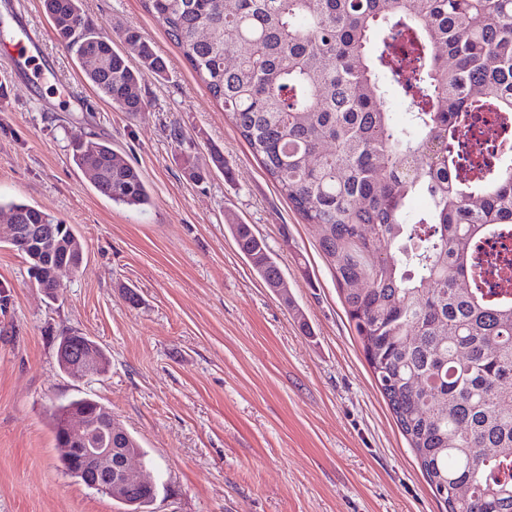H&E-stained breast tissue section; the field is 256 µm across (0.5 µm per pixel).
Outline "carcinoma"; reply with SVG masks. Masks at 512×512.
Listing matches in <instances>:
<instances>
[{
    "label": "carcinoma",
    "instance_id": "1",
    "mask_svg": "<svg viewBox=\"0 0 512 512\" xmlns=\"http://www.w3.org/2000/svg\"><path fill=\"white\" fill-rule=\"evenodd\" d=\"M219 102L294 210L319 232L377 387L444 512H512V294L478 282L481 240L512 226V171L459 180L457 140L470 113H512V0H142ZM59 43L101 66L84 81L124 112H143L139 80L164 61L135 28L117 32L129 55L82 7L43 0ZM391 36L375 42L379 27ZM397 37L417 47L400 77L410 125L398 127L380 80ZM453 65H448V59ZM333 145L330 151L325 145ZM72 162L115 204L141 210L151 195L139 171L104 139L72 148ZM427 200L409 217L410 202ZM14 224L56 225L61 244H14L29 271H80L72 227L24 202L3 203ZM239 251L268 288L281 270L249 224H232ZM374 281L358 288L359 281ZM101 434L110 411L90 397L53 407L60 461L75 460L67 417ZM156 485L126 500L132 512Z\"/></svg>",
    "mask_w": 512,
    "mask_h": 512
}]
</instances>
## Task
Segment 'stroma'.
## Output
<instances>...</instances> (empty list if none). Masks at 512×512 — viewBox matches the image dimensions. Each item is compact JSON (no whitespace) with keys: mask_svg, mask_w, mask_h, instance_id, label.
<instances>
[{"mask_svg":"<svg viewBox=\"0 0 512 512\" xmlns=\"http://www.w3.org/2000/svg\"><path fill=\"white\" fill-rule=\"evenodd\" d=\"M106 29L137 28L167 66L129 114L83 81L41 0H0V24L47 31L44 77L0 62V200L70 224L79 273L48 298L0 242V512H128L63 468L50 413L91 397L140 442L158 485L141 512H441L380 393L336 282L304 223L141 0H83ZM184 138L176 149L174 133ZM110 140L152 196L112 203L70 154ZM223 170L193 181L191 154ZM252 225L287 294L267 288L230 224ZM133 291L135 302L124 298ZM97 341L92 380L63 373L61 337Z\"/></svg>","mask_w":512,"mask_h":512,"instance_id":"1","label":"stroma"}]
</instances>
